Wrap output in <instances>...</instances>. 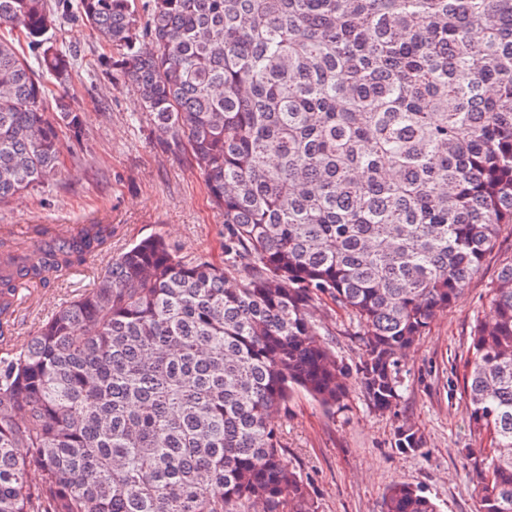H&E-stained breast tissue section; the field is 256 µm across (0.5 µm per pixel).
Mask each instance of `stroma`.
Masks as SVG:
<instances>
[{"mask_svg": "<svg viewBox=\"0 0 512 512\" xmlns=\"http://www.w3.org/2000/svg\"><path fill=\"white\" fill-rule=\"evenodd\" d=\"M65 94L83 115L86 138L79 146L64 140L61 173L53 184L0 204V227L99 221L112 227L110 255L162 233L184 254L219 259L224 214L210 204L184 143L158 135L136 89L81 72ZM510 255L512 226L506 224L479 274L407 355L396 409H374L354 385L333 409L305 392L292 395L276 423L285 458L308 483L316 512H382L383 494L395 482L420 489L441 512H478L469 451L489 447L490 441L472 432L463 374L474 318ZM108 257L91 258L87 268L29 289L10 327L12 346H22L61 305L92 288ZM314 316L323 341L346 366L355 367L362 347L347 313L327 301ZM405 422L418 429L424 445L400 454L394 432Z\"/></svg>", "mask_w": 512, "mask_h": 512, "instance_id": "obj_1", "label": "stroma"}]
</instances>
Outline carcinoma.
I'll use <instances>...</instances> for the list:
<instances>
[{
    "label": "carcinoma",
    "mask_w": 512,
    "mask_h": 512,
    "mask_svg": "<svg viewBox=\"0 0 512 512\" xmlns=\"http://www.w3.org/2000/svg\"><path fill=\"white\" fill-rule=\"evenodd\" d=\"M0 0V203L59 174L82 113L49 86L86 69L133 84L224 211V257L161 235L20 348L0 349V512H315L277 413L377 410L404 355L512 224V0ZM87 26L83 62L49 32ZM94 222L18 254L0 233V336L21 289L111 249ZM363 330L355 371L309 312ZM463 391L479 512H512V256L477 313ZM401 453L422 446L404 423ZM384 512H439L390 486Z\"/></svg>",
    "instance_id": "carcinoma-1"
}]
</instances>
